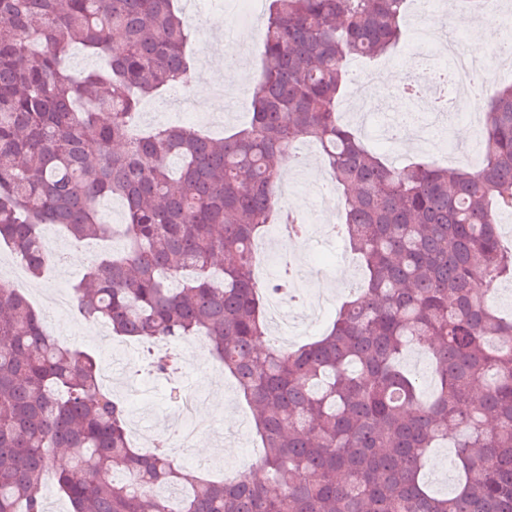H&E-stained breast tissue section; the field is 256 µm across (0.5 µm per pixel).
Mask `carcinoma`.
<instances>
[{"mask_svg":"<svg viewBox=\"0 0 512 512\" xmlns=\"http://www.w3.org/2000/svg\"><path fill=\"white\" fill-rule=\"evenodd\" d=\"M175 0H0V241L42 277V226L103 239L98 201L125 206L123 250L91 260L77 310L112 335L176 344L202 336L236 380L262 441L263 477L213 481L145 454L91 354L57 340L17 288L0 287V512H47L41 478L58 450L71 512H512V317L485 285L512 279L497 212H512V84L493 89L478 169L399 168L341 121L348 55L387 54L408 0H270L247 126L139 130L140 103L193 78ZM75 43L103 59L76 75ZM320 145L348 244L363 262L332 328L283 349L253 275L270 224L295 237L276 185L295 146ZM179 160L176 170L165 159ZM268 292L291 291L290 254ZM429 350L426 395L401 359ZM177 352L149 363L174 372ZM451 441L458 478L423 480Z\"/></svg>","mask_w":512,"mask_h":512,"instance_id":"carcinoma-1","label":"carcinoma"}]
</instances>
